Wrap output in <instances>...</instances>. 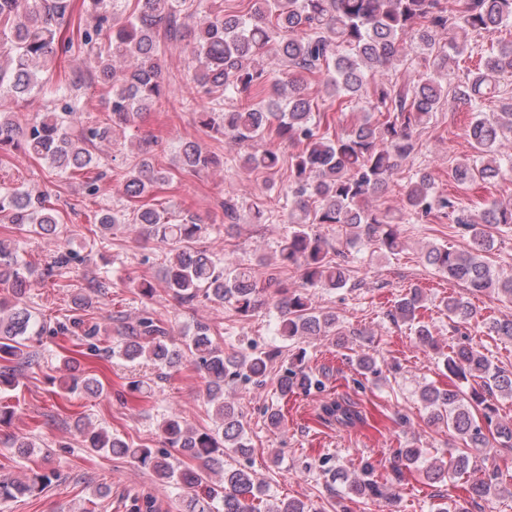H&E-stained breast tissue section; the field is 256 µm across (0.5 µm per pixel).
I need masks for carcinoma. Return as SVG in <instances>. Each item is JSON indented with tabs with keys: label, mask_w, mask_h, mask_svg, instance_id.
Listing matches in <instances>:
<instances>
[{
	"label": "carcinoma",
	"mask_w": 512,
	"mask_h": 512,
	"mask_svg": "<svg viewBox=\"0 0 512 512\" xmlns=\"http://www.w3.org/2000/svg\"><path fill=\"white\" fill-rule=\"evenodd\" d=\"M84 2L93 24L80 31L79 41L96 50L95 73L90 78L74 74L66 86L55 89L51 108L23 128L13 122L4 102L44 92L58 57L55 34L70 13L71 0H0V152L23 151L71 177L98 168L92 152L96 143L112 141L116 128L132 125L168 96L158 63L162 27L181 34L191 45L197 62L194 79L206 92L250 101L231 112L197 111L200 127L240 144L261 142L272 131L280 142L296 148L288 160L284 201L290 230L279 242L278 259L285 267L299 269L302 283L292 291L280 286L273 295L268 288L274 274L262 280L250 266H229L224 259L193 247L208 233L209 225L190 214L172 218L150 203L157 186L169 180V172L154 164L148 149H141L120 183L123 195L134 203L133 211L102 210L95 215V224L102 234L133 224L143 239L169 247L164 284L178 304L188 306L203 298L228 304L245 316L273 309L279 315L281 335L293 339L333 334L336 344L343 345L336 315L313 307L308 292L310 288L339 289L348 283L345 261L329 257L333 245L318 233V226L340 224L363 244L392 255L401 248L399 225L437 214L454 216V223L470 233L471 249L459 252L433 246L425 253L426 262L464 283L472 294L494 290L512 299V276H496L485 256L491 247L489 228L512 224L511 202L493 201L478 214L468 213L455 196L437 191L432 175L424 173L405 186L397 210L381 211L370 204L414 153L415 131L429 124L444 104L452 112L464 107L473 113L467 135L475 155L457 161L451 169L453 180L465 186L504 175L497 145L512 137V96L501 95L500 80L512 77V43L495 40L512 23V0H254L245 12L219 8L200 23L195 18L202 0H136L133 13L121 19L116 18L111 0ZM471 34L487 38L490 46L477 70L455 77L448 71V56L463 54ZM409 41L424 51L430 73L409 86L378 80L377 75L400 57ZM271 58L288 67L282 76L269 68ZM93 79L111 95L110 123L79 130L80 92ZM310 80L320 81L336 97L338 111L357 109L363 113L362 120L330 133L318 118V104L306 93ZM444 81L453 82V96H448ZM264 91L267 98L255 101ZM490 99L499 103V111H483ZM240 162L250 172L275 173L281 155L278 148L265 144L252 148ZM178 163L183 172L199 173L221 165L222 160L188 140L180 145ZM241 208L239 199L224 198V229L236 227ZM0 220L29 236L55 240L61 234L60 216L47 193L23 186L0 183ZM20 244L15 238L0 239V285L10 290V296L0 299V394L18 385L19 369L31 361L32 348L49 334L75 336L89 354L119 357L131 364L150 362L170 370L187 358L206 381L214 427L197 429L178 416L164 418L159 429L168 447L175 449L173 455L135 448L103 427L78 422L76 430L85 447L129 457L160 481L191 491L188 512H312L300 500L261 508V482L245 467L224 464L226 456L244 457L251 451L225 387L237 379L263 385L273 354L226 356L204 322L196 323L193 334L177 345L170 330L148 310L132 321L115 316L120 340L102 347V327L81 312L90 306V295L112 287L106 273L72 296V317L51 327L25 302L35 267L20 259ZM76 259L71 250L57 251L41 269V279L54 278ZM423 298L419 289L409 290L395 302L392 316L414 326L417 340L436 350L432 331L419 318ZM444 307L458 327L475 316L470 302L459 297H448ZM488 330L512 339V316L493 319ZM303 363L300 350L279 370V398L297 390L322 389V379L305 370ZM442 364L449 374L464 382L472 380L475 386L468 393L434 385L421 388L429 421L444 426L462 442L456 456L425 465L423 474L430 483L442 482L452 472H466L469 451L486 448L492 440L501 448H512V419L498 417L493 403L498 395L512 398V371L491 367L488 358L469 343L450 348ZM103 390L102 383L91 376H75L68 386L70 392ZM318 415L341 428L364 421L354 403L338 397L322 400ZM182 457L200 465L186 466ZM421 459L420 449L401 448L393 468L399 471ZM373 474V464L365 461L358 472L340 470L333 478L345 483L347 493L356 497H388ZM44 486L43 477L28 481L1 477L0 500L31 495ZM498 490L499 473L489 469L469 486L474 503Z\"/></svg>",
	"instance_id": "1"
}]
</instances>
